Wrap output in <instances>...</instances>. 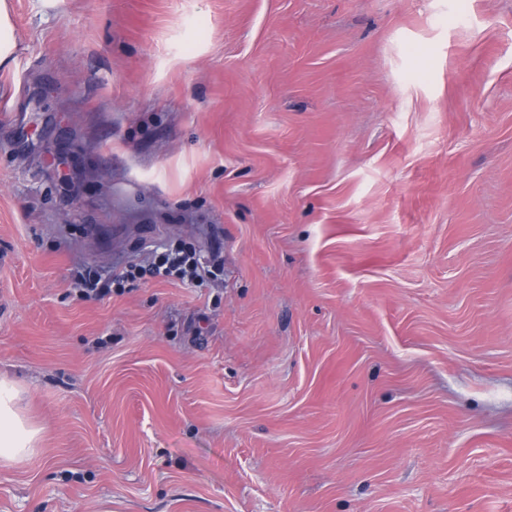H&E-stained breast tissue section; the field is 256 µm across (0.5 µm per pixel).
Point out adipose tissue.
I'll return each mask as SVG.
<instances>
[{"instance_id": "adipose-tissue-1", "label": "adipose tissue", "mask_w": 512, "mask_h": 512, "mask_svg": "<svg viewBox=\"0 0 512 512\" xmlns=\"http://www.w3.org/2000/svg\"><path fill=\"white\" fill-rule=\"evenodd\" d=\"M19 389L0 380V462L11 463L33 454L40 434L23 416L18 406Z\"/></svg>"}]
</instances>
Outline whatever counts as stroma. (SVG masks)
<instances>
[{"mask_svg":"<svg viewBox=\"0 0 512 512\" xmlns=\"http://www.w3.org/2000/svg\"><path fill=\"white\" fill-rule=\"evenodd\" d=\"M9 11L0 512H512V0ZM223 268L224 258L218 252L213 253L210 261L204 265L193 247L181 246L156 256L150 273L160 279H177L201 288L217 277V272ZM143 267L137 264L129 265L125 271L116 275L113 280L105 279L96 271L87 270L84 274H80L74 282V289L82 298H101L112 292V285L122 286L127 280H134L141 275ZM20 390L0 380V462L11 463L35 452L41 429L32 426L18 406Z\"/></svg>","mask_w":512,"mask_h":512,"instance_id":"stroma-1","label":"stroma"}]
</instances>
